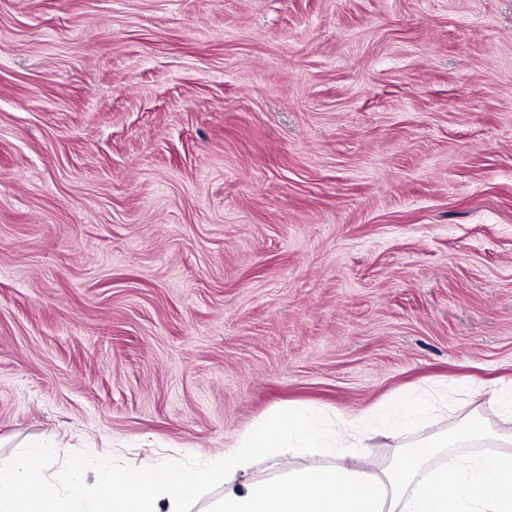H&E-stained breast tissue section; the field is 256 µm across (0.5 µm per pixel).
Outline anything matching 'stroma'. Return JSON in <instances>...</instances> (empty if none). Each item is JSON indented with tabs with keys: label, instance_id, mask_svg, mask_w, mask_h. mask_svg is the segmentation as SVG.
Returning <instances> with one entry per match:
<instances>
[{
	"label": "stroma",
	"instance_id": "1",
	"mask_svg": "<svg viewBox=\"0 0 512 512\" xmlns=\"http://www.w3.org/2000/svg\"><path fill=\"white\" fill-rule=\"evenodd\" d=\"M510 380L512 0H0V458Z\"/></svg>",
	"mask_w": 512,
	"mask_h": 512
}]
</instances>
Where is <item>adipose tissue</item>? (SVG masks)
<instances>
[{
    "label": "adipose tissue",
    "mask_w": 512,
    "mask_h": 512,
    "mask_svg": "<svg viewBox=\"0 0 512 512\" xmlns=\"http://www.w3.org/2000/svg\"><path fill=\"white\" fill-rule=\"evenodd\" d=\"M447 408L444 400L410 394L335 419L291 405L202 470L156 456L128 466L94 451L63 466L55 449L29 444L0 463V512H189L207 482L224 487L208 512H512V453L454 452L459 442L489 436L481 416L399 448L387 466L371 461L376 436L420 428ZM260 456L277 467L275 482L244 479ZM299 456L307 464L291 466Z\"/></svg>",
    "instance_id": "adipose-tissue-1"
}]
</instances>
